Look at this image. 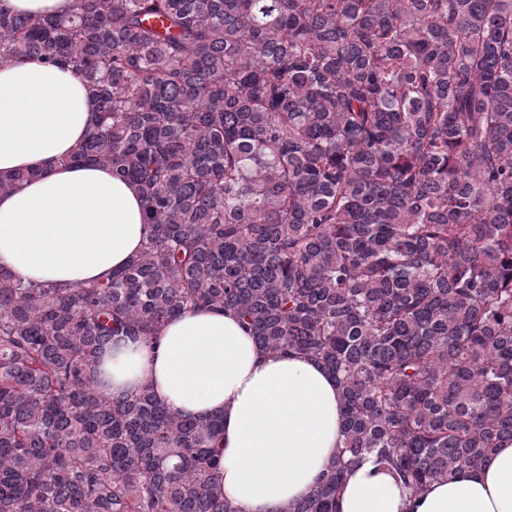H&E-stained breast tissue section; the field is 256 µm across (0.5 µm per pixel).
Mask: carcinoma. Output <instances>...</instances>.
<instances>
[{"mask_svg": "<svg viewBox=\"0 0 512 512\" xmlns=\"http://www.w3.org/2000/svg\"><path fill=\"white\" fill-rule=\"evenodd\" d=\"M84 79L69 158L134 185L112 277L0 266V512H241L217 415L106 396L116 336L234 312L336 379L343 443L279 512H333L373 456L413 495L512 439V0H75L0 10V62ZM74 0H1L0 8L5 11L67 12L73 8Z\"/></svg>", "mask_w": 512, "mask_h": 512, "instance_id": "1", "label": "carcinoma"}]
</instances>
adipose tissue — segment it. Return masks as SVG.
Returning a JSON list of instances; mask_svg holds the SVG:
<instances>
[{
	"label": "adipose tissue",
	"mask_w": 512,
	"mask_h": 512,
	"mask_svg": "<svg viewBox=\"0 0 512 512\" xmlns=\"http://www.w3.org/2000/svg\"><path fill=\"white\" fill-rule=\"evenodd\" d=\"M96 104L83 78L31 58L0 65V176L32 171L0 192V266L22 281L109 277L145 242L140 198L102 165L65 157ZM100 390L150 384L179 415L224 419L222 489L241 512H277L306 495L342 442L336 381L298 354L265 351L230 312L190 310L158 338H122L101 364ZM336 512H512V440L477 468L409 497L374 459L353 465Z\"/></svg>",
	"instance_id": "ef3b65f1"
}]
</instances>
